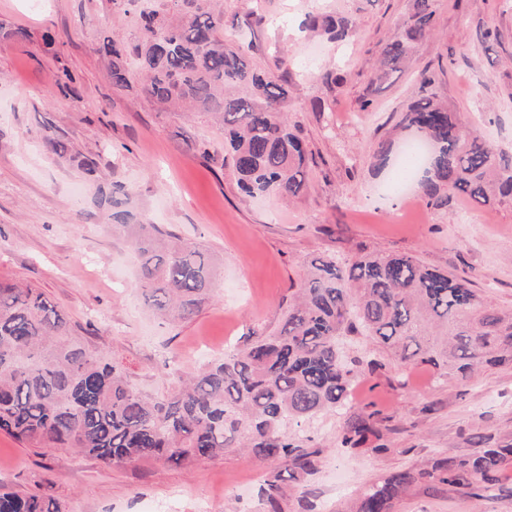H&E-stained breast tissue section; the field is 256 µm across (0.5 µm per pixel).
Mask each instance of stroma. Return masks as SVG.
<instances>
[{
  "label": "stroma",
  "mask_w": 512,
  "mask_h": 512,
  "mask_svg": "<svg viewBox=\"0 0 512 512\" xmlns=\"http://www.w3.org/2000/svg\"><path fill=\"white\" fill-rule=\"evenodd\" d=\"M224 42L282 79V109L305 140L309 189L295 201L248 198L231 169L204 158L223 152L222 131L203 114L160 109L140 85L113 88L95 51L102 34L138 41L135 15L112 0H0V20L27 29L24 42L0 39V279L39 289L85 329L88 347L107 356L134 390L158 397L191 372L250 337L274 331L300 287L307 263L358 249L408 254L471 281L494 306L512 309V202L476 207L453 195L430 205L420 191L386 195L378 145L414 98L417 74L449 109L475 120L512 150V0H436L433 34L408 67L378 90L369 79L381 41L395 35L412 0H221ZM264 20L256 22L253 9ZM311 15L347 19L351 35L329 39L306 28ZM493 37H485V30ZM56 53L42 45L44 32ZM288 65H281V58ZM71 75L68 86L56 79ZM341 73L327 83L326 73ZM372 97L370 111L359 109ZM62 140L57 156L45 134ZM97 164L90 180L81 159ZM121 183L130 210L201 243L218 270L208 301L191 319L167 322L136 288V258L113 237L98 186ZM350 356L376 361L351 391L355 407L376 412L389 451L351 453L337 442L340 417L297 427L319 456L316 470L289 491L282 512H347L366 487L437 458L472 452L483 435L512 443V368L486 366L467 384L437 379L425 364L400 365L361 340ZM278 461L230 448L190 466L105 464L59 448H38L0 431V484L55 499L64 512H263L259 487ZM390 512H512V468L475 500L438 483L410 487Z\"/></svg>",
  "instance_id": "obj_1"
}]
</instances>
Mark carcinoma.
I'll return each mask as SVG.
<instances>
[{
  "mask_svg": "<svg viewBox=\"0 0 512 512\" xmlns=\"http://www.w3.org/2000/svg\"><path fill=\"white\" fill-rule=\"evenodd\" d=\"M435 0H413L400 32L378 49L371 84L412 60L432 31ZM134 46L143 91L157 103L213 117L224 132L221 165L232 166L247 196L300 197L308 187V156L288 125V91L272 75L252 68L240 51L224 48V11L216 0H158L136 16ZM309 27L330 38L342 22L313 16ZM95 51L117 90L131 87L128 51L104 35ZM397 127L430 145L419 169L424 197L435 206L448 193L477 205L512 201V151L497 147L475 124L418 95ZM120 184L99 189L112 235L137 255L136 283L150 305L180 320L195 315L214 278L202 245L169 244L155 224H140L125 208ZM369 336L403 364L432 366L438 377L462 382L483 365H512V312L483 300L446 269L415 256L359 252L325 256L307 265L296 299L278 328L255 336L224 358L178 376L161 397L134 391L116 367L75 336L67 315L35 288L0 281V431L52 448H70L105 464L162 461L177 466L212 458L227 448H250L280 461L260 496L265 512H282L288 481L315 469V456L291 431L321 413L344 414L364 364L346 361L341 340ZM375 413L351 415L339 430L342 447L371 445L381 455ZM480 447L436 459L431 468L391 475L360 492L354 512H389L392 501L424 481L481 498L512 467V444ZM0 512H64L50 498L0 488Z\"/></svg>",
  "mask_w": 512,
  "mask_h": 512,
  "instance_id": "carcinoma-1",
  "label": "carcinoma"
}]
</instances>
